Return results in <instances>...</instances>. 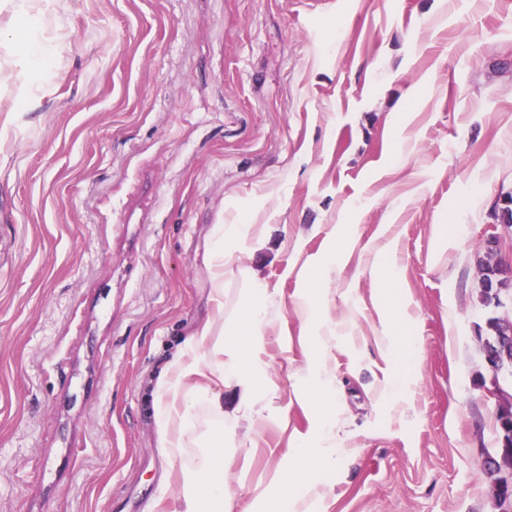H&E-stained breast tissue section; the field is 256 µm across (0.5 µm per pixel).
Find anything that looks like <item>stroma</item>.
Instances as JSON below:
<instances>
[{"mask_svg": "<svg viewBox=\"0 0 512 512\" xmlns=\"http://www.w3.org/2000/svg\"><path fill=\"white\" fill-rule=\"evenodd\" d=\"M51 45L37 80L29 41ZM0 512H175L153 388L211 316L213 228L247 224L224 311L268 288L259 476L315 435L311 266L341 444L311 512H498L479 262L512 190V0H0ZM397 262L379 282L375 264ZM416 343L405 377L402 350ZM287 424H280V416Z\"/></svg>", "mask_w": 512, "mask_h": 512, "instance_id": "obj_1", "label": "stroma"}]
</instances>
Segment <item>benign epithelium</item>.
I'll return each mask as SVG.
<instances>
[{
  "mask_svg": "<svg viewBox=\"0 0 512 512\" xmlns=\"http://www.w3.org/2000/svg\"><path fill=\"white\" fill-rule=\"evenodd\" d=\"M494 224H512V192L500 197L494 208ZM483 304L491 308L487 322L494 324V335L483 341L486 366L492 373L486 396L497 404V422L500 428L499 448L489 456L486 465L491 468V492L501 512H512V265L486 261L480 264Z\"/></svg>",
  "mask_w": 512,
  "mask_h": 512,
  "instance_id": "7a95c632",
  "label": "benign epithelium"
}]
</instances>
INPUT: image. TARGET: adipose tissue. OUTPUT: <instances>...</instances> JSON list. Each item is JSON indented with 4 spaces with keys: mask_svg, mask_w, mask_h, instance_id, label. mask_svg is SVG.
<instances>
[{
    "mask_svg": "<svg viewBox=\"0 0 512 512\" xmlns=\"http://www.w3.org/2000/svg\"><path fill=\"white\" fill-rule=\"evenodd\" d=\"M242 224H218L213 230L211 268L215 304L212 317L201 323L186 339L181 352L160 375L154 399L157 404L158 435L168 455H182L193 430L190 399L210 398V408L219 418L247 420L249 427L261 426L266 416L259 404L264 396V368L260 358L265 333L263 302L265 289H251L242 302L243 320L216 330L224 317V258L228 244L245 232ZM230 399H223L224 391ZM292 466L269 473L266 487L272 488L268 512H308V505L324 490L323 473L336 460V448L326 428H319L315 442L292 449ZM231 458L224 455V432L216 430L209 448L197 454L180 476V505L177 512H233L230 490Z\"/></svg>",
    "mask_w": 512,
    "mask_h": 512,
    "instance_id": "ef3b65f1",
    "label": "adipose tissue"
}]
</instances>
